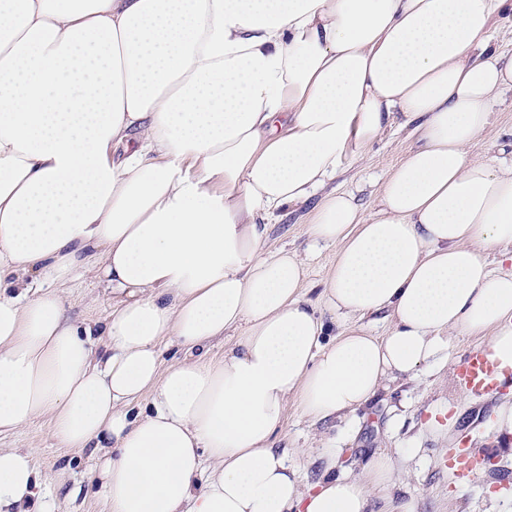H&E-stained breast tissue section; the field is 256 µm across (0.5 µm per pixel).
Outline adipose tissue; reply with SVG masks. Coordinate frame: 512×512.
<instances>
[{
    "label": "adipose tissue",
    "mask_w": 512,
    "mask_h": 512,
    "mask_svg": "<svg viewBox=\"0 0 512 512\" xmlns=\"http://www.w3.org/2000/svg\"><path fill=\"white\" fill-rule=\"evenodd\" d=\"M501 18L512 0H0V434L45 416L93 449L108 512H367L389 458L306 485L274 439L288 401L354 416L452 336L512 367V272L487 261L512 262V163L467 152L512 89ZM397 122L414 146L378 209L321 195ZM314 195L327 306L387 335L334 331L303 260L265 252ZM89 272L100 324L57 291ZM43 482L0 448V512H42Z\"/></svg>",
    "instance_id": "ef3b65f1"
}]
</instances>
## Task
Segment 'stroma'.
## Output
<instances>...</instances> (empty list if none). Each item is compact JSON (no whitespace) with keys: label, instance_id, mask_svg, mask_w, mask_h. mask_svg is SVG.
<instances>
[{"label":"stroma","instance_id":"35a3bbf8","mask_svg":"<svg viewBox=\"0 0 512 512\" xmlns=\"http://www.w3.org/2000/svg\"><path fill=\"white\" fill-rule=\"evenodd\" d=\"M512 139V90L502 95L494 121L471 146L472 159L495 155L498 144ZM412 141L407 130L393 128L369 146L361 159L347 163L328 183L331 192L354 194L366 209H374L385 175L404 159ZM310 206L287 212L271 224L265 245L273 252L285 247L305 261L304 292L325 320L334 312L322 299L324 280L336 261L337 246H323L309 254ZM66 309L76 321H97L110 310L112 299L94 275H86L65 292ZM479 341L450 337L446 357L422 368L416 378L390 381L387 389L354 416L328 427L316 426L302 416L296 403H288L284 423L276 436L305 482L322 472L317 458L321 440L335 439L340 453L336 473L356 475L367 462L384 454L393 462V475L384 498L407 501L412 512H512V452L499 451L496 473H482L467 485L451 478L448 451L462 437L473 446L496 439L495 411L500 396L486 400L462 394L456 370ZM0 448H30L46 477L42 487L50 512H107L90 473V451L62 447L49 418L40 417L20 430L1 434ZM384 498L372 499L371 512H381Z\"/></svg>","mask_w":512,"mask_h":512}]
</instances>
